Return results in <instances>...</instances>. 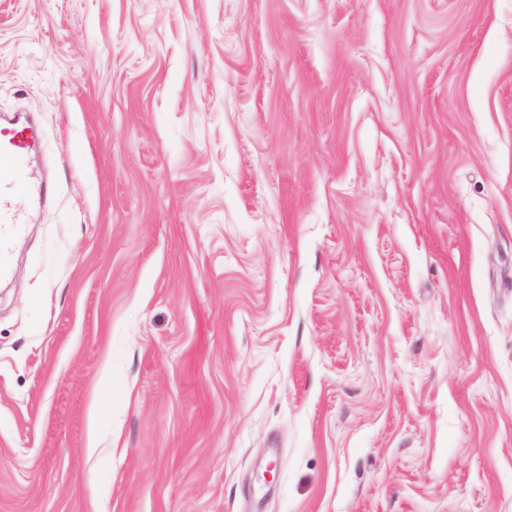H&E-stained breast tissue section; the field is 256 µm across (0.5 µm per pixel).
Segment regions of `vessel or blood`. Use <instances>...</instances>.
<instances>
[{
  "mask_svg": "<svg viewBox=\"0 0 512 512\" xmlns=\"http://www.w3.org/2000/svg\"><path fill=\"white\" fill-rule=\"evenodd\" d=\"M33 129L20 121L0 128V280L12 271V241L22 229L14 201L31 189L28 154Z\"/></svg>",
  "mask_w": 512,
  "mask_h": 512,
  "instance_id": "b4317fda",
  "label": "vessel or blood"
}]
</instances>
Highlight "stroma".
Listing matches in <instances>:
<instances>
[{
  "instance_id": "stroma-1",
  "label": "stroma",
  "mask_w": 512,
  "mask_h": 512,
  "mask_svg": "<svg viewBox=\"0 0 512 512\" xmlns=\"http://www.w3.org/2000/svg\"><path fill=\"white\" fill-rule=\"evenodd\" d=\"M14 111L0 512H512V0H0ZM33 129L21 121L0 128V280L12 271V241L22 230L20 211L14 201L31 189L28 154Z\"/></svg>"
}]
</instances>
